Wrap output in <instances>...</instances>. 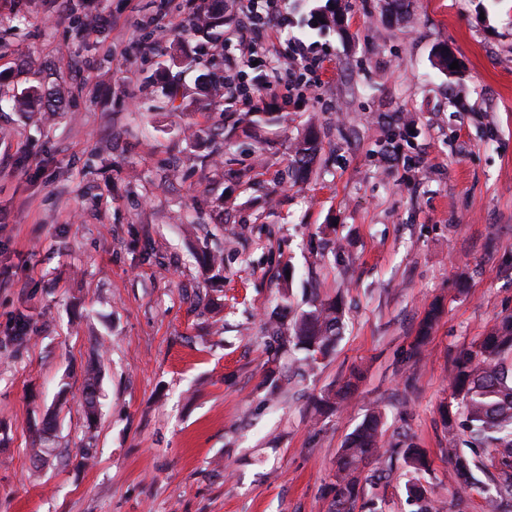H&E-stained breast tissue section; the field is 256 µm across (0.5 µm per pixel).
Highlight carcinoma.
I'll return each mask as SVG.
<instances>
[{"instance_id":"1","label":"carcinoma","mask_w":512,"mask_h":512,"mask_svg":"<svg viewBox=\"0 0 512 512\" xmlns=\"http://www.w3.org/2000/svg\"><path fill=\"white\" fill-rule=\"evenodd\" d=\"M311 26L323 31L331 27L345 30L344 15L335 9H319L312 14ZM319 149L318 136L309 131L295 144V163L303 168ZM439 310L431 308L421 323L412 357L421 358L422 347L437 319ZM344 309L340 302L319 301L311 305L293 323L295 347L304 352L300 370L313 369L318 357L341 339ZM512 354V313L505 314L484 336L453 361L452 401L443 411L448 436L467 433L466 448H454L452 464L461 491L480 489L483 512H507L512 507V367L503 365L504 354ZM84 411L89 420L97 415L95 375L91 374L82 392ZM383 416L372 411L347 438L336 459V481L329 487V512H379L378 497L365 498L367 488L386 485L388 473L402 460L413 477L406 483V502L412 512H446L447 501L433 485H424L419 475L428 471L427 452L409 445L385 448L382 443ZM495 471L498 479L486 487L474 476L473 469Z\"/></svg>"}]
</instances>
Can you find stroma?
Masks as SVG:
<instances>
[{
	"label": "stroma",
	"instance_id": "obj_1",
	"mask_svg": "<svg viewBox=\"0 0 512 512\" xmlns=\"http://www.w3.org/2000/svg\"><path fill=\"white\" fill-rule=\"evenodd\" d=\"M326 2L280 0L287 30L248 54L241 0L212 42L197 0H0V512H328L374 406L385 444L426 449V481L481 512L441 409L453 358L512 313V0H345L342 33L311 28ZM230 73L228 104L210 79ZM33 85L61 111H15ZM317 297L343 301V337L301 378L264 324L289 332ZM356 368L350 404L316 413ZM319 149V141L317 134L310 130L295 144V163L299 168L305 167L309 163Z\"/></svg>",
	"mask_w": 512,
	"mask_h": 512
}]
</instances>
